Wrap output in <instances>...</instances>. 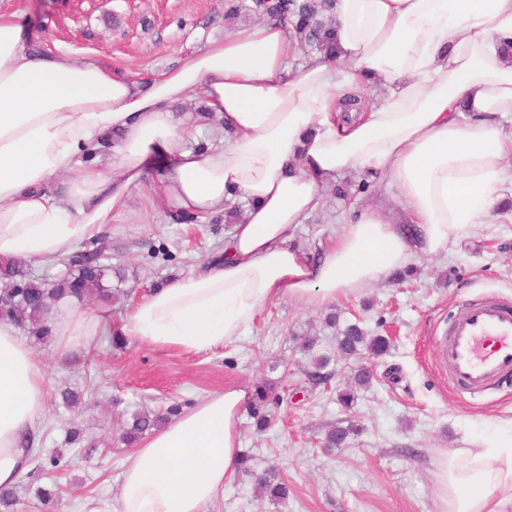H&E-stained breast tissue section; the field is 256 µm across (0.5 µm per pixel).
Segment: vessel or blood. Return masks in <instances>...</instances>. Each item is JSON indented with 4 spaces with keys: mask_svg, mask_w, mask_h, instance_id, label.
<instances>
[{
    "mask_svg": "<svg viewBox=\"0 0 512 512\" xmlns=\"http://www.w3.org/2000/svg\"><path fill=\"white\" fill-rule=\"evenodd\" d=\"M439 355L456 386L468 393L512 378V303L479 301L453 315Z\"/></svg>",
    "mask_w": 512,
    "mask_h": 512,
    "instance_id": "vessel-or-blood-1",
    "label": "vessel or blood"
}]
</instances>
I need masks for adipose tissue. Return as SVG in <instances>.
I'll use <instances>...</instances> for the list:
<instances>
[{
  "instance_id": "ef3b65f1",
  "label": "adipose tissue",
  "mask_w": 512,
  "mask_h": 512,
  "mask_svg": "<svg viewBox=\"0 0 512 512\" xmlns=\"http://www.w3.org/2000/svg\"><path fill=\"white\" fill-rule=\"evenodd\" d=\"M338 58L292 66L284 25L228 28L170 70L138 81L99 60L33 49L18 15L0 14V258L56 266L124 211L155 152L157 192L177 209L218 214L246 203L222 261L152 289L122 335L201 353L237 341L269 303L322 306L383 282L415 252L445 255L499 212L512 161V0H335ZM380 80L368 108L349 96ZM204 100L224 122L200 150L176 105ZM115 139L112 161L90 149ZM379 173L397 189L412 242L372 208L313 261L289 243L340 172ZM61 351L88 342L103 312L52 311ZM48 390L42 361L0 320V487L30 469ZM252 392L228 386L139 440L117 498L80 512H208L241 467L240 420ZM436 512H512V428L449 450Z\"/></svg>"
}]
</instances>
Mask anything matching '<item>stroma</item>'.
I'll use <instances>...</instances> for the list:
<instances>
[{
    "label": "stroma",
    "instance_id": "obj_1",
    "mask_svg": "<svg viewBox=\"0 0 512 512\" xmlns=\"http://www.w3.org/2000/svg\"><path fill=\"white\" fill-rule=\"evenodd\" d=\"M1 14L18 15L34 42L51 53L96 58L114 72L146 78L173 67L186 53L223 37L224 0H0ZM161 176L150 166L125 211L114 215L97 246L123 268L125 296L89 300L120 324L129 306L152 288L199 271L224 253L230 230L224 221L171 223V207L155 197ZM348 198L326 189L319 210L292 233L290 243L310 259L322 257L355 209L373 207L397 229L409 228L395 188L378 177L337 175ZM410 280L392 279L319 307L292 300L269 304L236 343L205 353L160 350L108 336L60 353L54 339L35 344L46 366L49 394L39 443L63 453L56 475L32 465L18 486L16 512H76L83 496H117L130 449L118 440L128 412L143 407L161 414L171 404L189 408L224 386L249 390L268 384L282 394L265 410L268 428L257 429L250 412L241 418L242 451L257 471L275 464L291 488L287 502L259 495L245 474L224 489L222 512H436L434 474L439 459L470 439L493 437L512 420V382L483 396L458 391L438 358L437 340L465 301H512V209L459 239L445 257L416 253ZM360 323L370 336L388 339L380 356L346 359L336 354L337 325ZM315 342L303 351L305 338ZM329 353L325 383H309L314 353ZM371 371L368 386L354 376ZM68 387L83 391L79 407L62 403ZM355 392L352 408L338 401ZM354 426L345 446L325 447L328 431ZM85 437L67 444L70 428ZM60 484L40 502L37 488Z\"/></svg>",
    "mask_w": 512,
    "mask_h": 512
}]
</instances>
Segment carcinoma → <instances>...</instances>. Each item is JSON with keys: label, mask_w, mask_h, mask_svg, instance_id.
<instances>
[{"label": "carcinoma", "mask_w": 512, "mask_h": 512, "mask_svg": "<svg viewBox=\"0 0 512 512\" xmlns=\"http://www.w3.org/2000/svg\"><path fill=\"white\" fill-rule=\"evenodd\" d=\"M333 0H226L224 17L236 19L240 17H265L280 19L290 25L292 38L303 48H309L320 54L327 62L336 60V30L333 18L329 14ZM4 278L11 281L13 287L0 292L8 299L0 305V315L10 318L17 327L27 331L32 337L44 340L51 334L47 320L48 311L44 299L57 306L62 300L69 298L78 303L90 296L106 299L112 292H121L120 285L125 282L122 269L107 263V257L97 250L91 254L72 256L67 263V273L63 278L48 283L32 275L21 267L18 261H5L0 267ZM117 279V287L107 284L109 277ZM337 349L348 357L359 355L362 349L374 355L383 353L388 341L382 336L369 337L357 324L347 325L336 336ZM162 416L153 418L138 410L130 414L122 425L120 441L130 445L146 431L157 425ZM350 427H336L326 437L325 447L338 448L346 445ZM257 489L269 494L271 499L280 503L288 500V484L273 468L260 475H253Z\"/></svg>", "instance_id": "1"}]
</instances>
